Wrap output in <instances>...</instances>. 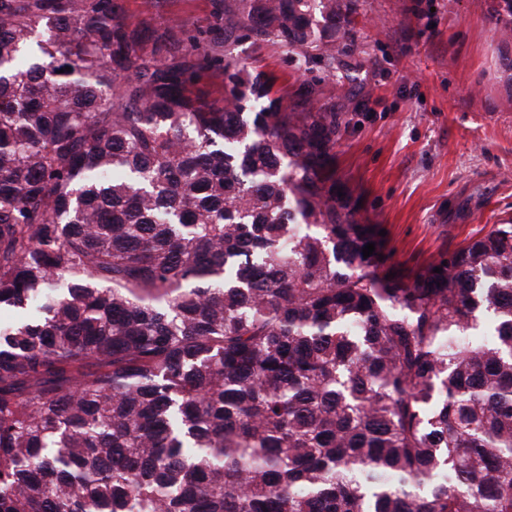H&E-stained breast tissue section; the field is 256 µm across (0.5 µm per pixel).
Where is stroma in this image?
<instances>
[{
    "label": "stroma",
    "instance_id": "stroma-1",
    "mask_svg": "<svg viewBox=\"0 0 512 512\" xmlns=\"http://www.w3.org/2000/svg\"><path fill=\"white\" fill-rule=\"evenodd\" d=\"M364 46L354 68L318 70L322 103L348 123L336 177L363 223L386 231L390 263L411 279L493 224L512 218V43L499 40L501 0H360ZM126 20L215 28L214 0H126ZM249 67L293 99L301 83L280 49L242 43Z\"/></svg>",
    "mask_w": 512,
    "mask_h": 512
}]
</instances>
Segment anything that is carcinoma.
I'll return each instance as SVG.
<instances>
[{"mask_svg":"<svg viewBox=\"0 0 512 512\" xmlns=\"http://www.w3.org/2000/svg\"><path fill=\"white\" fill-rule=\"evenodd\" d=\"M358 7L0 0V512H512V219L390 276L306 78ZM126 20L138 25L150 20L157 26L182 24L189 29L208 31L218 26L214 0H165L160 10L151 0H126ZM233 54L245 59L250 68L272 73L277 78L275 90H279V94H282L288 102L298 92L299 85L304 78H297L298 75L293 74L291 68L282 63L283 55L277 47L258 46L244 42L234 47Z\"/></svg>","mask_w":512,"mask_h":512,"instance_id":"cac0c4a2","label":"carcinoma"}]
</instances>
